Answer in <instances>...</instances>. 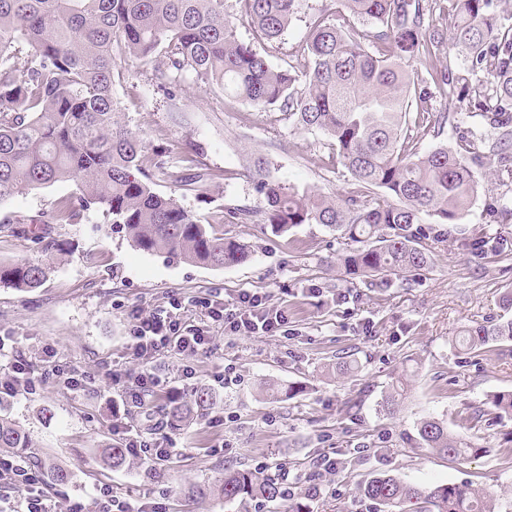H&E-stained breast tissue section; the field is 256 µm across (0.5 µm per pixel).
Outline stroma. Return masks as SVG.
Segmentation results:
<instances>
[{
    "label": "stroma",
    "mask_w": 512,
    "mask_h": 512,
    "mask_svg": "<svg viewBox=\"0 0 512 512\" xmlns=\"http://www.w3.org/2000/svg\"><path fill=\"white\" fill-rule=\"evenodd\" d=\"M337 9L336 0H300L282 40L263 47V54L275 66L296 62L312 17ZM152 73L135 57L118 63L113 96L133 133L176 161L185 142H194L202 167L225 172L201 197L155 176L159 192L175 196L201 220L230 207L262 206L245 169L249 152L266 157L276 176L299 191L334 197L350 189L351 176L334 166L323 133L298 129L286 115L215 94L190 77L169 99ZM502 190L481 177L476 201L459 223L427 219L432 263L408 288L346 280L337 260L350 243L319 224L282 236L256 223L220 225L225 236L253 250L250 261L224 268L135 250L99 210L76 224L48 225L72 251L60 256L36 291L0 286V335L16 337L17 354L39 371L46 367L44 347L54 346L57 361L85 373L87 386L76 395L52 379L35 394L0 401V414L26 431L44 456L72 471L69 486L50 489L60 502L107 486L162 504L165 512H284L283 504L260 499L228 504L213 494L191 495V488L218 484L233 469L287 475L294 500L308 512H377L360 487L379 475L422 488L469 481L496 500L512 499V427L467 420L489 394L512 391V346L465 355L452 345L490 318H512L504 302L512 290V219L485 221L493 194ZM75 191L70 181L20 191L0 201V217L39 229L55 202ZM472 236L486 237L489 248L468 249L465 240ZM313 285L320 296H309ZM243 289L280 298L292 335L228 337L217 327L206 354L188 362L167 354L151 359L177 387L184 365H191L193 386L209 388L217 402L176 430L156 426L164 397L130 408L144 441L169 439L175 449L151 465L138 455L122 469L105 465L100 448L113 441L114 391L104 374L139 368L127 357L129 310L171 296L212 299ZM342 363L351 372H337ZM228 369L235 379L226 388L220 378ZM399 378L405 390L394 411L383 410ZM270 384L277 394H265ZM427 416L478 444L480 453L458 461L423 448L417 425ZM326 456L335 458L334 472L319 467Z\"/></svg>",
    "instance_id": "1"
}]
</instances>
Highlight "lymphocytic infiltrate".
<instances>
[{"mask_svg":"<svg viewBox=\"0 0 512 512\" xmlns=\"http://www.w3.org/2000/svg\"><path fill=\"white\" fill-rule=\"evenodd\" d=\"M199 306L209 318L207 324L192 325L182 317L183 303L171 297L151 310H134L129 332V350L132 358L140 361L136 374L112 372L113 387L125 389L132 402H139L150 393H163L166 400L176 401L183 390L170 386L168 380L148 367V359L160 354L194 357L209 348L210 323L223 326L228 336H255L283 331L288 324L284 312L275 305L267 292L243 290L230 301L199 299ZM10 339L0 336V358H8V374L0 379V396L17 397L35 393L45 381L36 375L26 360L10 358ZM112 433L124 441L126 447L140 448L148 461H161L170 453L165 442L146 444L138 431L121 411L120 403L112 405ZM0 512H147V506L133 498H120L111 489L100 487L92 504L74 499L66 507H59L49 493L41 472L25 465L21 456L0 454Z\"/></svg>","mask_w":512,"mask_h":512,"instance_id":"f902f5d3","label":"lymphocytic infiltrate"}]
</instances>
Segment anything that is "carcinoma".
Listing matches in <instances>:
<instances>
[{
  "label": "carcinoma",
  "mask_w": 512,
  "mask_h": 512,
  "mask_svg": "<svg viewBox=\"0 0 512 512\" xmlns=\"http://www.w3.org/2000/svg\"><path fill=\"white\" fill-rule=\"evenodd\" d=\"M341 22L320 14L311 23L303 69L275 67L240 41L224 0H0V201L27 188L73 181L77 193L59 199L51 224H73L93 208L112 216L132 247L148 254L227 267L250 260V246L218 235L171 196L154 188L159 173L200 196L221 172L186 177L168 166V152L148 146L126 128L112 94L117 61H151L157 82L195 81L265 112L288 115L303 130L330 140L332 161L348 171L353 187L330 197L282 184L262 157H246L259 209L227 208L224 224L259 222L280 236L301 224H321L352 243L340 266L368 288L410 287L432 261L423 218L440 224L461 219L479 189V172L512 179V25L501 21L500 0H337ZM257 38L279 42L299 0H237ZM448 15L447 31L430 27L434 9ZM377 28L371 40L355 21ZM425 63L416 77L413 61ZM483 79L473 82V76ZM467 97L474 123L456 148L426 152L418 143L432 126L458 127L455 115L435 117L430 101ZM417 115L410 116L411 112ZM373 189L383 194L367 198ZM495 223L512 217V199L490 203ZM48 259L0 263V284L19 292L42 287L53 254L67 251L51 236L32 235ZM512 343V320H492L459 340L471 352ZM205 388L190 403L164 410L178 428L191 411L211 409ZM475 419L488 425L512 420V393L491 395ZM422 445L450 458L481 448L448 431L443 421L419 422ZM28 450L29 435L0 417V449ZM106 461L119 469L125 449L108 446ZM385 512H495L468 481L428 490L383 475L361 486ZM224 502L244 496L273 502L283 486L273 477L227 471L218 488Z\"/></svg>",
  "instance_id": "1"
}]
</instances>
